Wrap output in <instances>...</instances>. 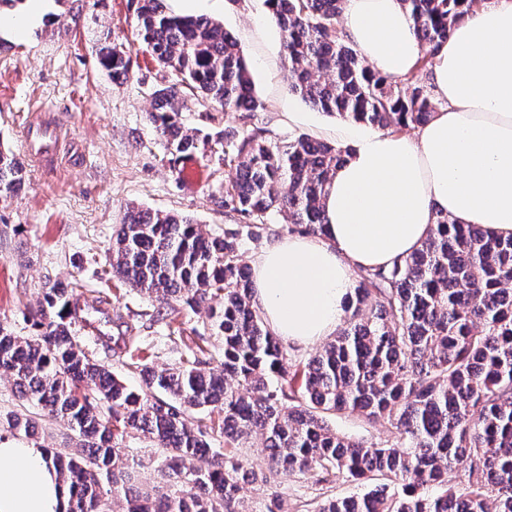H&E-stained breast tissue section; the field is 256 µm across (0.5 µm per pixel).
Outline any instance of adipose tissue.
Masks as SVG:
<instances>
[{
    "label": "adipose tissue",
    "mask_w": 512,
    "mask_h": 512,
    "mask_svg": "<svg viewBox=\"0 0 512 512\" xmlns=\"http://www.w3.org/2000/svg\"><path fill=\"white\" fill-rule=\"evenodd\" d=\"M343 30L382 74L420 56L400 0H345ZM432 118L406 135L339 129L347 155L326 189V235L282 234L254 258L253 300L283 341L335 335L360 267L420 248L438 214L512 236V0H480L429 75ZM46 449L0 439V512H69Z\"/></svg>",
    "instance_id": "ef3b65f1"
}]
</instances>
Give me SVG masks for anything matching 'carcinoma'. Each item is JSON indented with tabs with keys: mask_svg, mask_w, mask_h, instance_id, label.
<instances>
[{
	"mask_svg": "<svg viewBox=\"0 0 512 512\" xmlns=\"http://www.w3.org/2000/svg\"><path fill=\"white\" fill-rule=\"evenodd\" d=\"M279 29L291 90L326 114L401 132L427 123L435 105L421 82L438 47L477 0H401L421 55L394 80L364 64L339 25L344 0H266ZM140 42L175 82L155 92L148 121L172 166L207 148L227 168L220 203L260 239L275 215L288 231L327 233L322 196L346 151L298 136L285 144L254 122L262 103L234 37L204 16H181L164 0H136ZM112 77L129 78L130 57L101 51ZM199 94L238 126L200 135L181 119L183 98ZM24 184V164L0 148V200ZM241 233L206 236L183 216L131 211L112 242V272L126 286L163 302L205 308L224 338L220 371L199 358L197 334L177 365L156 370L142 349L125 364L145 389L126 387L89 357L72 335L79 318L76 283L49 276L35 312L38 334L0 327V372L18 397L63 426L69 444L51 451L71 489L70 512H251L243 486L265 492L260 512H283L278 486L304 476L320 484L339 475L368 490L305 501L304 512H512V237L437 215L421 247L387 268L358 270L346 326L304 362L262 319L240 263ZM224 412V453L211 450L214 427L190 412ZM356 413L383 427L378 442L338 433L329 417ZM26 437L39 421L6 418ZM132 430L161 449L162 482L135 487L140 462L119 446ZM261 440L268 465L235 452ZM468 484L452 482L460 467Z\"/></svg>",
	"mask_w": 512,
	"mask_h": 512,
	"instance_id": "1",
	"label": "carcinoma"
}]
</instances>
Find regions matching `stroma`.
<instances>
[{
    "instance_id": "1",
    "label": "stroma",
    "mask_w": 512,
    "mask_h": 512,
    "mask_svg": "<svg viewBox=\"0 0 512 512\" xmlns=\"http://www.w3.org/2000/svg\"><path fill=\"white\" fill-rule=\"evenodd\" d=\"M166 6L178 15L207 16L235 36L264 104L256 120L273 139L285 143L304 134L336 144L339 119L311 110L291 91L279 31L264 0H194L188 6L167 0ZM135 9L134 0H45L42 22L21 34L12 22L26 16L27 0H0V146L21 158L26 180L22 194L0 203V326L18 336L36 335L33 311L45 276L79 279L76 296L91 310L86 322L74 325V336L138 390L141 378L106 349L105 337H135L157 369L178 362L197 332H206L216 360L223 340L210 329L205 311L184 306L176 318L183 340L175 342L165 323L147 317L161 301L113 277L109 249L129 207L190 217L212 235L241 222L218 202L223 165L197 155L188 160L193 177L169 168L166 147L147 114L155 91L168 86L172 75L140 48ZM109 45L125 48L131 59L127 82L114 80L99 63L101 48ZM287 110L310 112V123L284 124ZM181 119L205 134L238 123L236 113L218 111L199 95L187 96ZM34 120L62 133L56 165L33 160L43 142L26 140L24 130ZM360 490L342 476L324 486L290 477L280 486L286 512L302 501Z\"/></svg>"
}]
</instances>
